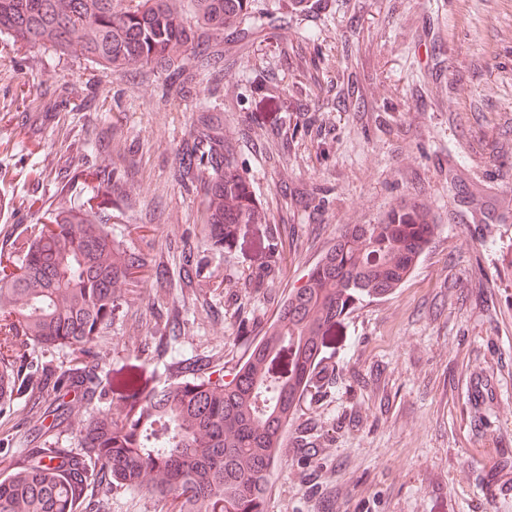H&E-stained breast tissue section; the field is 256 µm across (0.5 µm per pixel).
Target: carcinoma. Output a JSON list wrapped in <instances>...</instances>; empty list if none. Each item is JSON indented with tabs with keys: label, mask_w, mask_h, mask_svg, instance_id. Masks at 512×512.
<instances>
[{
	"label": "carcinoma",
	"mask_w": 512,
	"mask_h": 512,
	"mask_svg": "<svg viewBox=\"0 0 512 512\" xmlns=\"http://www.w3.org/2000/svg\"><path fill=\"white\" fill-rule=\"evenodd\" d=\"M251 10V0H0V36L120 77L164 72L157 106L172 110L203 81L224 78V49L210 35L250 36ZM176 154L179 185L203 198L210 246L221 252L242 225L261 220L221 115L201 113ZM436 229L429 211L407 200L375 224L346 229L228 382L211 380L204 355L172 358L185 329L174 308L151 309L145 359L106 368L93 350L119 308L113 282L147 278L189 292L206 278L204 257L187 252L174 282L164 256L127 248L71 211L9 232L0 242L10 255L0 264V345L9 351L0 356V416L23 396L46 405L52 423L31 437L0 438V448L27 444L0 475V512H104L87 501L95 486L149 494L162 512H268L269 478L283 465L288 432L301 431L298 410L317 387L326 336L356 301L399 287ZM28 345L79 356L35 367ZM152 361L163 363L168 383L150 384ZM114 391L125 414L93 415L79 431V450L61 447L66 397L91 405Z\"/></svg>",
	"instance_id": "1"
}]
</instances>
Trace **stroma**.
I'll return each mask as SVG.
<instances>
[{
  "mask_svg": "<svg viewBox=\"0 0 512 512\" xmlns=\"http://www.w3.org/2000/svg\"><path fill=\"white\" fill-rule=\"evenodd\" d=\"M255 4L263 37H225L223 83L202 84L176 112L154 109L163 73L121 78L0 40V225L47 224L73 207L127 247L169 248L171 270L182 249L206 254L214 276L201 291L221 315L179 289L119 281V314L95 350L115 368L146 355L155 303L187 318L176 355L229 370L249 348L240 316L263 335L339 234L401 200L422 204L437 231L400 288L365 299L328 336L327 385L299 410L316 425L314 453L299 461L289 442L269 510L512 512V0ZM91 93L120 133L71 111ZM44 94L68 101L34 134L16 114ZM205 108L223 113L235 165L266 212L221 253L207 248L201 197L173 178L176 148ZM73 141L84 145L74 157ZM67 162L79 175L59 180ZM111 169L126 174V203L104 188ZM287 224L293 240L275 248ZM265 259L272 274L250 285ZM123 410L107 396L73 402L63 445L77 447L92 412Z\"/></svg>",
  "mask_w": 512,
  "mask_h": 512,
  "instance_id": "1",
  "label": "stroma"
}]
</instances>
